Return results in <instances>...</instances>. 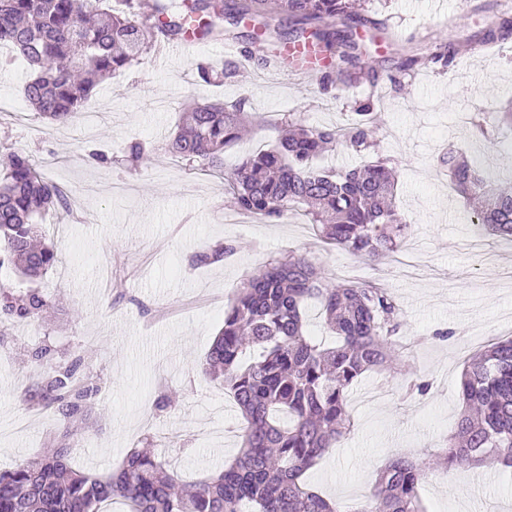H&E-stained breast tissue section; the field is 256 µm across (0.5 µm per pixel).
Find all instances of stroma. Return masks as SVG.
<instances>
[{
	"mask_svg": "<svg viewBox=\"0 0 512 512\" xmlns=\"http://www.w3.org/2000/svg\"><path fill=\"white\" fill-rule=\"evenodd\" d=\"M388 29L365 40L364 59L380 72L339 84L335 97L318 83L299 84L271 70L268 45L237 28V64L250 71L206 84L200 62L222 67L224 44L205 40L185 53L145 55L141 63L101 83L86 105L98 112L94 133L82 120L61 128L35 121L31 108L0 122V154L25 152L37 169L70 192L68 210L48 213L45 232L58 261L36 286L53 303L43 318L8 325L0 335V468L11 469L55 447L63 426L29 401L41 369L33 348L47 344L59 358L83 357L100 380L86 422L68 443L74 468L103 474L126 453L152 439L179 479H203L230 462L244 420L221 385L202 373L224 311L243 279L288 252L315 257L332 278L384 284L403 312L408 357L386 373L364 377L348 396L353 430L307 473L319 493L353 503L371 491L393 457L419 456L428 471L420 492L427 512H512V471L443 463L440 454L460 411L465 360L488 340L512 336V284L496 254L512 246L473 232L470 207L441 174L439 156L456 144L487 168L512 169V128L490 115L512 104V38L484 50L479 42L512 0H365ZM468 47L453 68L427 66L445 42ZM419 64L401 71L402 54ZM378 98L374 148L335 150L322 164L347 168L377 159L397 172L395 206L409 226L406 246L417 249L419 270L372 265L342 251H324L311 225L225 220L231 211L223 179L172 158L165 145L184 104L247 98L250 131L224 153L225 169L267 148L279 136L273 122L301 114L317 127L351 122L359 101ZM485 121L488 136L474 124ZM152 148L148 167L129 172L110 164L130 141ZM108 160L90 158V150ZM235 240L223 263L197 267L206 244ZM452 330L448 341L434 339ZM431 384L407 395L400 381Z\"/></svg>",
	"mask_w": 512,
	"mask_h": 512,
	"instance_id": "stroma-1",
	"label": "stroma"
}]
</instances>
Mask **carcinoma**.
<instances>
[{"label": "carcinoma", "instance_id": "1", "mask_svg": "<svg viewBox=\"0 0 512 512\" xmlns=\"http://www.w3.org/2000/svg\"><path fill=\"white\" fill-rule=\"evenodd\" d=\"M93 5L90 0H0V45L10 46L29 67L23 94L42 122L64 125L83 111L96 82L127 69L197 22L198 35L221 36L215 20L224 0H140ZM351 0H239L234 17L253 22L251 38L282 15L301 24L295 43L311 52L344 47L340 59L351 71L380 73L361 62L353 34L338 37L336 20L381 30L384 20L353 12ZM512 36V16L499 17L482 44ZM466 50L448 43L431 62L452 66ZM246 98L231 105L196 101L183 113L168 144L176 158L224 176L234 209L263 222L302 213L322 241L355 257L380 262L397 252L408 226L398 218L395 176L382 160L351 169H327L319 159L332 147L362 152L370 147L376 110L372 99L357 106L348 126L313 127L291 116L277 141L244 157L224 172L225 150L242 139L249 115ZM92 156L135 170L149 151L130 142L120 157ZM451 185L473 206L471 224L512 243V182L502 180L448 148L439 160ZM69 194L40 174L29 156H0V268L35 281L57 258L37 219L68 206ZM238 250L218 241L194 257L198 265L219 264ZM319 303L336 341L325 346L308 336L302 310ZM47 297L31 289L16 293L0 283V321L38 319ZM396 297L371 283L330 282L313 259L296 255L271 259L237 289L224 311V324L208 351L204 373L229 391L245 420L242 447L219 473L184 483L158 454L133 448L106 477L72 467L68 449L55 448L10 470H0V512H102L120 498L127 512H427L419 489L426 475L417 457L392 459L373 490L354 509L313 490L306 473L353 427L347 411L350 388L360 376L380 371L393 357H405ZM32 359L46 366L41 405L66 426L83 420L99 383L81 370L82 359L54 361L53 350L36 348ZM465 409L448 438V465H477L492 457L512 468V338H499L467 359L461 380Z\"/></svg>", "mask_w": 512, "mask_h": 512}]
</instances>
